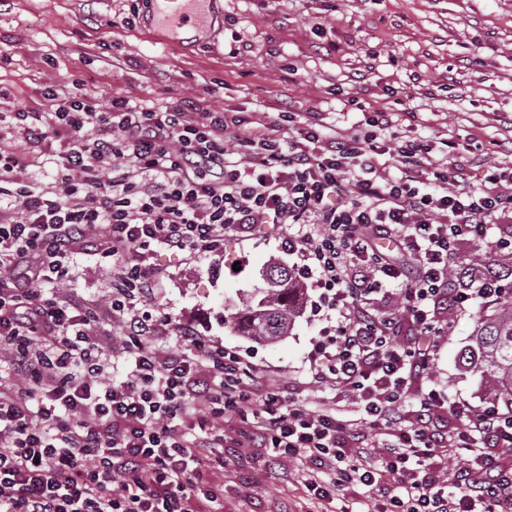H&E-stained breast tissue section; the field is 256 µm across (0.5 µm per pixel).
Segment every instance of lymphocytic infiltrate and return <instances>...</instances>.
Returning a JSON list of instances; mask_svg holds the SVG:
<instances>
[{"label":"lymphocytic infiltrate","instance_id":"lymphocytic-infiltrate-1","mask_svg":"<svg viewBox=\"0 0 512 512\" xmlns=\"http://www.w3.org/2000/svg\"><path fill=\"white\" fill-rule=\"evenodd\" d=\"M43 95L51 110L17 111L12 127L30 150L66 140L58 190L22 179L27 152L0 149V512H221L228 446L303 460L320 512H354L349 484L376 495L373 512H512V460L490 455L512 447V412L473 410L428 376L444 313L502 297L499 271L457 252L512 214L495 189L511 166L474 182L426 145L388 148L386 108L343 136L195 103L105 108L77 78ZM276 224L305 225L287 250L337 314L312 380L349 395L358 419L269 389L257 364L155 302L156 250L209 253ZM81 253L112 263L124 334L108 350L90 334L100 308L57 291ZM389 287L396 316L370 303ZM167 335L178 345L158 355ZM440 410L457 428L434 425ZM451 448L470 455L453 473Z\"/></svg>","mask_w":512,"mask_h":512}]
</instances>
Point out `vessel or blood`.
<instances>
[{
	"label": "vessel or blood",
	"mask_w": 512,
	"mask_h": 512,
	"mask_svg": "<svg viewBox=\"0 0 512 512\" xmlns=\"http://www.w3.org/2000/svg\"><path fill=\"white\" fill-rule=\"evenodd\" d=\"M217 18V0H152L149 22L163 40L190 44L209 36Z\"/></svg>",
	"instance_id": "1"
}]
</instances>
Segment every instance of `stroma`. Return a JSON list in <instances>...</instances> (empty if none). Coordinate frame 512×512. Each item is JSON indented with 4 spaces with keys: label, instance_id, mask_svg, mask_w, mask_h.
Wrapping results in <instances>:
<instances>
[{
    "label": "stroma",
    "instance_id": "1",
    "mask_svg": "<svg viewBox=\"0 0 512 512\" xmlns=\"http://www.w3.org/2000/svg\"><path fill=\"white\" fill-rule=\"evenodd\" d=\"M221 20L209 40L162 41L146 19L148 4L132 0H0V128L11 112L42 103L46 87L63 89L81 76L100 102L124 97L141 106L193 99L216 109L298 115L319 113L324 126L355 134L366 105L403 101L413 118L396 135L440 149L472 141L481 157L474 179L512 161V0H221ZM243 34L253 50L234 53ZM356 97L358 106L347 105ZM292 226L228 235L220 251L188 256L158 251L164 272L156 301L177 323L265 367L269 388L305 383V397L338 404L356 418L357 405L328 383L309 384V354L334 335L336 314L317 308L320 291L301 287L302 312L287 336L263 342L240 335L229 319L263 287L268 262L296 264L285 243ZM112 282L107 260L78 255L72 282L61 293L106 303ZM449 311L431 366L434 388L482 409L491 399L485 378L463 368L480 313ZM252 480L225 486L224 512H276L288 503L308 512L293 459L265 471L262 457L243 455Z\"/></svg>",
    "mask_w": 512,
    "mask_h": 512
}]
</instances>
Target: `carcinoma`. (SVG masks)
<instances>
[{"instance_id":"carcinoma-1","label":"carcinoma","mask_w":512,"mask_h":512,"mask_svg":"<svg viewBox=\"0 0 512 512\" xmlns=\"http://www.w3.org/2000/svg\"><path fill=\"white\" fill-rule=\"evenodd\" d=\"M294 280V273L287 265L268 266L259 300L247 306L244 314L231 318L232 327L242 336L261 341L286 335L300 308V291L293 287ZM475 341L480 351L477 369L492 390L512 405L511 297L501 299L493 314L480 315Z\"/></svg>"}]
</instances>
